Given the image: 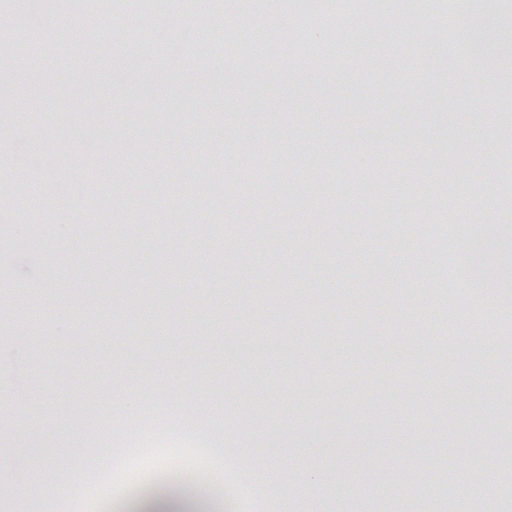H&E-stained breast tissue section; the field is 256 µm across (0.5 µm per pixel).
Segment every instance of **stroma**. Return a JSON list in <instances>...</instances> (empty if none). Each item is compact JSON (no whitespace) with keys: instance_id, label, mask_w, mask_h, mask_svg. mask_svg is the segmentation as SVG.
I'll use <instances>...</instances> for the list:
<instances>
[{"instance_id":"35a3bbf8","label":"stroma","mask_w":512,"mask_h":512,"mask_svg":"<svg viewBox=\"0 0 512 512\" xmlns=\"http://www.w3.org/2000/svg\"><path fill=\"white\" fill-rule=\"evenodd\" d=\"M19 2L6 15L20 37L0 43V472L16 491L124 512L146 485L179 478L214 512H259L253 478L266 472L295 485L288 512H459L400 490L462 480L482 500L488 477L512 473V434L472 435L455 411L511 415L512 362L480 352L451 387L431 345L465 336L437 307L449 225H512V57H470L452 83L444 55L401 38V67L381 73L370 20L394 0H325L293 54L273 39L237 44L251 23L239 7L220 40L194 45L205 0H157L148 33L100 41L85 29L120 26L131 0H84L81 20ZM403 2L443 46L448 0ZM322 170L330 188L303 177ZM381 176L395 193L379 211L362 185ZM136 191L152 217L127 206ZM200 224L222 229L204 249ZM120 232L142 240L139 254L120 251ZM301 236L333 241L331 256L296 251ZM404 240L409 258L391 264L386 244ZM156 324L143 345L139 330ZM157 410L221 425L252 472L214 468L199 446L156 447L133 424Z\"/></svg>"}]
</instances>
